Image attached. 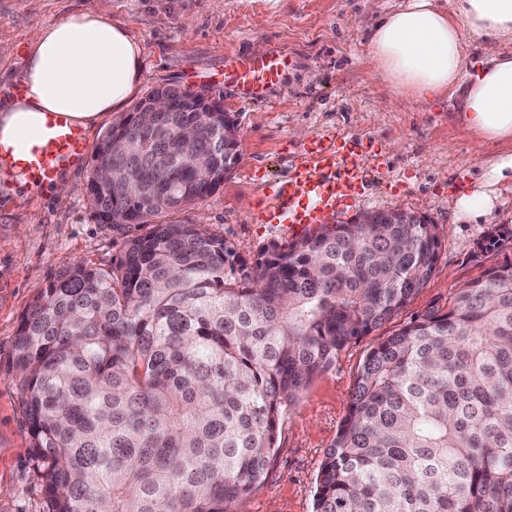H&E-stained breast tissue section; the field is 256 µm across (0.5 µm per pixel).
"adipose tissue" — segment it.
I'll return each instance as SVG.
<instances>
[{
    "label": "adipose tissue",
    "mask_w": 512,
    "mask_h": 512,
    "mask_svg": "<svg viewBox=\"0 0 512 512\" xmlns=\"http://www.w3.org/2000/svg\"><path fill=\"white\" fill-rule=\"evenodd\" d=\"M512 0H408L370 27L366 45L387 91L427 106L458 101L455 120L483 143L512 141ZM482 50L469 59L468 46ZM141 48L107 4L46 24L28 38L20 88L0 95V140L22 147L43 132L45 113L86 127L102 114L121 116L140 79ZM512 180V154L484 166L471 192L456 199L471 222L487 220L492 186Z\"/></svg>",
    "instance_id": "ef3b65f1"
}]
</instances>
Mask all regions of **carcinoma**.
Segmentation results:
<instances>
[{
  "instance_id": "cac0c4a2",
  "label": "carcinoma",
  "mask_w": 512,
  "mask_h": 512,
  "mask_svg": "<svg viewBox=\"0 0 512 512\" xmlns=\"http://www.w3.org/2000/svg\"><path fill=\"white\" fill-rule=\"evenodd\" d=\"M158 94L171 111L143 124L146 97L94 147L86 195L101 224L179 210L236 160L233 137L214 158L228 113ZM382 220L324 225L252 268L199 224L158 223L111 271L76 264L49 281L15 340L49 512H235L295 400L433 273L435 225ZM507 236L496 227L480 248ZM314 512H512L511 259L367 352Z\"/></svg>"
}]
</instances>
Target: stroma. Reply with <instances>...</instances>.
I'll return each instance as SVG.
<instances>
[{
  "instance_id": "stroma-1",
  "label": "stroma",
  "mask_w": 512,
  "mask_h": 512,
  "mask_svg": "<svg viewBox=\"0 0 512 512\" xmlns=\"http://www.w3.org/2000/svg\"><path fill=\"white\" fill-rule=\"evenodd\" d=\"M112 18L142 47L141 99L172 84L220 100L238 123L237 161L215 191L178 211L173 224H201L223 237L254 266L270 246L295 234L260 221L266 188L285 178L299 148L319 136H369L381 149V177L352 199L337 218L399 209L435 224L439 258L424 288L370 334L352 342L336 363L315 377L278 432L274 456L237 512H312L316 478L345 418L358 369L370 348L431 310L447 307L459 288L512 258V241L483 252L479 242L494 226L512 228V184L496 187L487 221L475 224L456 208L471 191L477 166L512 153L511 142L481 146L478 135L453 119L454 103L429 107L390 97L368 58L367 24L404 0H108ZM99 0H0V88L22 70L23 42L34 29ZM279 53L288 65L279 81L244 98L224 78L228 56ZM88 164L74 167L60 195L0 188V512H48L42 469L32 448L15 340L22 317L48 281L75 264L107 271L146 224L98 223L85 193Z\"/></svg>"
}]
</instances>
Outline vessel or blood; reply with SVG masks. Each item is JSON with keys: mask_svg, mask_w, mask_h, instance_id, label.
I'll use <instances>...</instances> for the list:
<instances>
[{"mask_svg": "<svg viewBox=\"0 0 512 512\" xmlns=\"http://www.w3.org/2000/svg\"><path fill=\"white\" fill-rule=\"evenodd\" d=\"M288 65L279 54L262 58L236 56L229 76L245 94L275 83ZM44 132L23 149L0 143V175L21 171L36 183L54 179L62 170L81 163L90 150L85 132L64 116H44ZM374 140L322 136L312 139L297 154L288 176L275 182L268 195L264 221L286 224L302 232L340 212L350 198L362 195L380 173L368 166L377 156Z\"/></svg>", "mask_w": 512, "mask_h": 512, "instance_id": "b4317fda", "label": "vessel or blood"}]
</instances>
